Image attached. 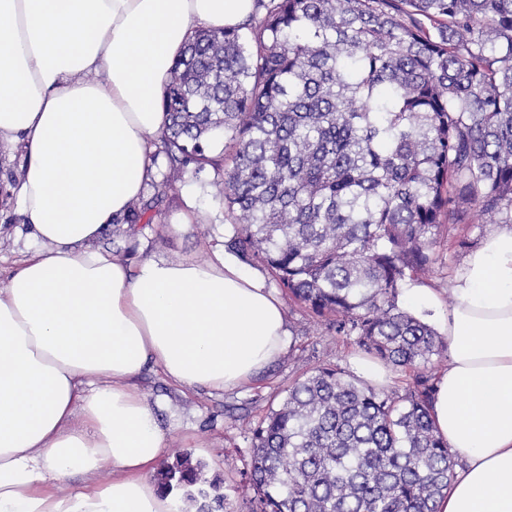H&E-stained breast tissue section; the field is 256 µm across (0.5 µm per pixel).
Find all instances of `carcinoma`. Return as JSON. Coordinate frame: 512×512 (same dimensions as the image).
I'll use <instances>...</instances> for the list:
<instances>
[{
    "label": "carcinoma",
    "instance_id": "1",
    "mask_svg": "<svg viewBox=\"0 0 512 512\" xmlns=\"http://www.w3.org/2000/svg\"><path fill=\"white\" fill-rule=\"evenodd\" d=\"M173 62L155 138L166 172L113 220L134 240L160 192L214 171L227 246L364 353L415 372L403 397L339 364L296 378L252 431V512H437L455 461L429 365L448 352L400 303L456 224H512V0H256ZM224 139L213 154L212 143ZM181 456L162 488L225 512Z\"/></svg>",
    "mask_w": 512,
    "mask_h": 512
}]
</instances>
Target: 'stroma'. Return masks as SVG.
Masks as SVG:
<instances>
[{
  "mask_svg": "<svg viewBox=\"0 0 512 512\" xmlns=\"http://www.w3.org/2000/svg\"><path fill=\"white\" fill-rule=\"evenodd\" d=\"M155 220L145 237L139 238L129 260L138 263L150 258L174 261H205L211 251L224 243L228 226L224 222V202L216 197L210 177L184 179L175 189L162 194L155 204ZM0 224L12 227L0 238V288L6 287L9 273L21 257L27 230L16 204L0 203ZM489 227L485 224H459L441 239L435 249L436 262L422 285L437 289V304L429 309L414 307V314L429 324H437L448 311V275L466 257L457 242L468 238L481 243ZM276 291L284 306L289 329L288 346L276 363L240 388L219 393L206 390L188 392L171 385L161 371L151 369L139 384L157 414L169 427L163 454L173 462L176 454L190 455L202 462L203 475L219 479L231 512H250L248 497L239 488L241 473L249 459L251 431L270 409L282 402L288 386L302 371L324 363H336L357 380L365 375L357 366L363 352L352 342L337 336L328 321L318 318L301 305Z\"/></svg>",
  "mask_w": 512,
  "mask_h": 512,
  "instance_id": "35a3bbf8",
  "label": "stroma"
}]
</instances>
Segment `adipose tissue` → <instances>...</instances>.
Listing matches in <instances>:
<instances>
[{
	"instance_id": "obj_1",
	"label": "adipose tissue",
	"mask_w": 512,
	"mask_h": 512,
	"mask_svg": "<svg viewBox=\"0 0 512 512\" xmlns=\"http://www.w3.org/2000/svg\"><path fill=\"white\" fill-rule=\"evenodd\" d=\"M255 0H0V139L35 247L0 289V512H172L167 429L140 391H226L285 350L281 301L238 256L139 266L88 252L153 175L173 61ZM437 432L463 466L437 512H512V225L452 270ZM112 478H100L103 466ZM24 152L20 146H13L4 141L0 144V184L12 182L13 171L21 170L24 166Z\"/></svg>"
}]
</instances>
